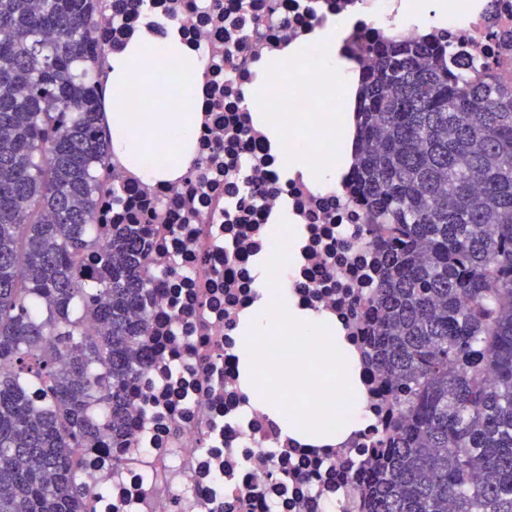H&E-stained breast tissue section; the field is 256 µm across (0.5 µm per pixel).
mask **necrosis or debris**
<instances>
[{"instance_id":"necrosis-or-debris-1","label":"necrosis or debris","mask_w":512,"mask_h":512,"mask_svg":"<svg viewBox=\"0 0 512 512\" xmlns=\"http://www.w3.org/2000/svg\"><path fill=\"white\" fill-rule=\"evenodd\" d=\"M399 0H145L143 13L98 19L103 41L127 44L146 17L175 22L181 40L207 62L199 82L194 175L144 185L121 201L103 195L100 224L159 218L152 238L149 292L140 310L151 327L143 394L129 406L125 446L88 451L87 475L99 512H368L375 441L397 418L394 398L368 355L379 312L367 297L387 244L382 226L343 175L325 190L283 169L254 121L247 86L266 57L300 48L301 75L265 78L267 112L288 113L297 130L344 98L323 104L309 86L324 78L326 44L314 32L350 20L345 40L358 74L366 47L390 37L450 46L456 70L490 62L512 80V0H467L442 26L405 24ZM289 223L288 286L305 306L334 317L359 357L370 424L346 443L305 448L260 410L244 413L233 331L258 299L255 266L269 253L272 228ZM121 464H113V454Z\"/></svg>"}]
</instances>
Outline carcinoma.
Here are the masks:
<instances>
[{"instance_id":"carcinoma-1","label":"carcinoma","mask_w":512,"mask_h":512,"mask_svg":"<svg viewBox=\"0 0 512 512\" xmlns=\"http://www.w3.org/2000/svg\"><path fill=\"white\" fill-rule=\"evenodd\" d=\"M95 2L0 0V512H94L78 450L122 447L148 359V229L97 249L119 164L88 95ZM370 52L355 176L395 243L372 355L407 394L370 512H512V81L451 73L446 46Z\"/></svg>"}]
</instances>
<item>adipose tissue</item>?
Instances as JSON below:
<instances>
[{"mask_svg": "<svg viewBox=\"0 0 512 512\" xmlns=\"http://www.w3.org/2000/svg\"><path fill=\"white\" fill-rule=\"evenodd\" d=\"M347 34V25L341 21L321 31L327 42L325 69L332 78L322 93L329 99L337 81L354 78L355 64L342 45ZM204 67V58L189 50L173 30L162 37L152 28H143L122 50L109 55L111 153L144 182L176 181L187 173L194 158L192 127L197 118L188 104ZM171 93L176 94L179 106L159 116L153 103ZM132 98L141 100L142 111H127L126 103ZM285 128L282 122L266 125L269 138L279 147L281 163L316 185L335 187L341 165L331 157L316 155L308 140L285 139ZM159 132L172 147V161L165 167H145L143 158ZM278 269L279 261L274 258L254 271L261 289L239 336L242 409L260 407L278 419L284 435L299 445L332 448L367 423L359 361L335 321L299 305L290 288L271 287ZM272 336L296 344L297 350L279 357L274 373L269 374L263 370L258 350Z\"/></svg>", "mask_w": 512, "mask_h": 512, "instance_id": "ef3b65f1", "label": "adipose tissue"}]
</instances>
